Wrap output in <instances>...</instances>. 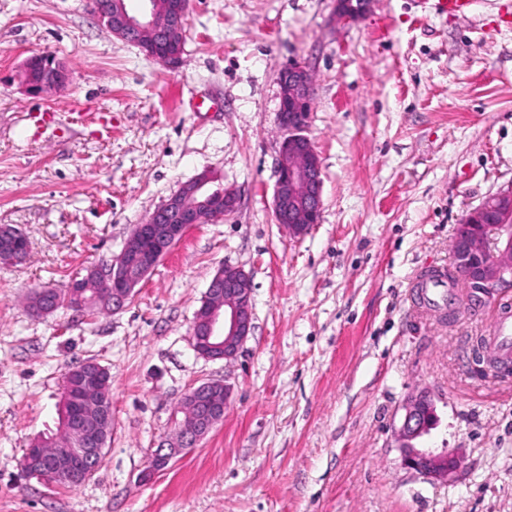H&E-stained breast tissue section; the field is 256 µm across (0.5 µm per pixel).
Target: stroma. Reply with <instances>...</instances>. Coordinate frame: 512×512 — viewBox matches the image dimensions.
<instances>
[{"instance_id":"1","label":"stroma","mask_w":512,"mask_h":512,"mask_svg":"<svg viewBox=\"0 0 512 512\" xmlns=\"http://www.w3.org/2000/svg\"><path fill=\"white\" fill-rule=\"evenodd\" d=\"M335 0H189L171 68L117 38L92 0H0V224L28 238L0 265V512H512V377L470 373L491 336L456 286L453 313L412 300L422 269H452L454 227L512 185V0L469 19L372 0L354 23ZM45 53L68 83L28 91ZM313 76L307 134L322 165L318 224L276 223L279 73ZM235 211L186 233L108 315L30 293L68 288L117 256L137 224L200 174ZM250 276L254 332L230 361L193 348L219 267ZM92 359L112 377V436L77 488L26 476L56 433L63 377ZM232 388L224 420L162 472L188 390ZM439 423L421 444L463 458L433 482L392 436L408 395Z\"/></svg>"}]
</instances>
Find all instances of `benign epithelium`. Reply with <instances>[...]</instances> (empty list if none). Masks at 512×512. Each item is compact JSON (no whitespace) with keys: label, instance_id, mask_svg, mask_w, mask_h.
Returning a JSON list of instances; mask_svg holds the SVG:
<instances>
[{"label":"benign epithelium","instance_id":"obj_1","mask_svg":"<svg viewBox=\"0 0 512 512\" xmlns=\"http://www.w3.org/2000/svg\"><path fill=\"white\" fill-rule=\"evenodd\" d=\"M139 15L130 13L124 0H96L94 12L114 35L137 45L149 57L174 65L183 49V30L189 0H170L159 8L158 0H144ZM371 0H336V17L354 22L366 12ZM24 80L30 92L40 94L64 86L69 71L54 58L37 54L24 67ZM279 125L282 140L273 194L275 220L294 238L306 235L318 223L322 208V168L307 129L310 113L305 111L313 98V77L305 66L291 64L279 74ZM206 174L185 183L147 220L137 225L122 251L109 264L70 285V296L84 300L94 281H102L105 291L94 297L114 311L123 308L136 288L161 259L196 224H205L232 213L238 203L236 193L220 195L208 191ZM0 237L12 245L0 248V265L10 266L26 259L27 238L9 224L0 226ZM455 263L465 270L473 307L482 305L491 290L512 283V186L488 197L455 226ZM254 313L250 276L233 266L218 268L206 292V300L195 314L192 325L193 347L209 360H232L253 335ZM81 390L64 389L62 403L70 409L69 446L60 452L30 446L22 461L24 470L38 461L35 475L50 480L89 478L94 464L102 459L100 421L91 418L87 404L99 413L106 410L102 397L103 371L90 362L79 372ZM231 387L219 381L202 382L189 389L191 406L205 402L203 412L192 424L178 431L177 439L162 443L151 452V471L167 469L184 450L194 448L224 420ZM438 424L434 397L427 391L409 395L402 406L394 438L400 448L402 465L433 481L446 482L461 468L459 455L445 448H420L415 441L430 434Z\"/></svg>","mask_w":512,"mask_h":512}]
</instances>
